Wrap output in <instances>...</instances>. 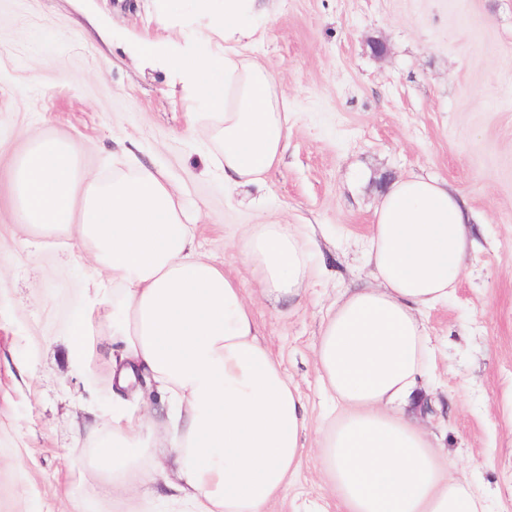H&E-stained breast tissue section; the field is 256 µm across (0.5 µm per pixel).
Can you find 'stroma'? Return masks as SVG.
I'll return each instance as SVG.
<instances>
[{
  "mask_svg": "<svg viewBox=\"0 0 512 512\" xmlns=\"http://www.w3.org/2000/svg\"><path fill=\"white\" fill-rule=\"evenodd\" d=\"M161 32L155 0H0V512H84L102 497L112 479L87 447L121 398L109 337L95 336L89 371L69 359L87 252L20 227L11 170L37 136L71 142L102 177L131 154L162 169L200 251L239 280L307 412L306 455L271 512H337L316 448L331 408L315 363L327 310L371 278L369 227L388 186L411 173L447 183L474 215L476 246L455 296L424 316L422 422L452 476L489 512H512V0H272L247 54L288 97V142L263 184L237 190L216 175L180 84L128 53V38ZM274 221L308 243L315 275L295 301L264 296L233 246L240 225ZM163 398L148 379L121 399L150 415Z\"/></svg>",
  "mask_w": 512,
  "mask_h": 512,
  "instance_id": "obj_1",
  "label": "stroma"
}]
</instances>
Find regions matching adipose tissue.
<instances>
[{
	"instance_id": "obj_1",
	"label": "adipose tissue",
	"mask_w": 512,
	"mask_h": 512,
	"mask_svg": "<svg viewBox=\"0 0 512 512\" xmlns=\"http://www.w3.org/2000/svg\"><path fill=\"white\" fill-rule=\"evenodd\" d=\"M268 0H193L191 37L137 39L130 55L170 71L193 107L212 113L225 184H261L288 139V98L247 56ZM23 227L77 241L107 274L111 336L121 346L119 385L148 372L171 398L162 439L147 416L112 410V431L90 461L152 482L171 458V512H268L305 454V404L263 344L238 280L201 253L184 202L165 173L135 166L109 178L81 168L68 142L31 141L12 169ZM463 201L420 174L395 180L373 214L367 263L374 284L345 293L327 314L316 365L337 415L319 429V463L344 512H485L449 474L450 462L418 415L416 388L431 353L424 312L454 296L472 246ZM235 246L264 293L300 295L311 276L302 231L291 224L242 230Z\"/></svg>"
}]
</instances>
